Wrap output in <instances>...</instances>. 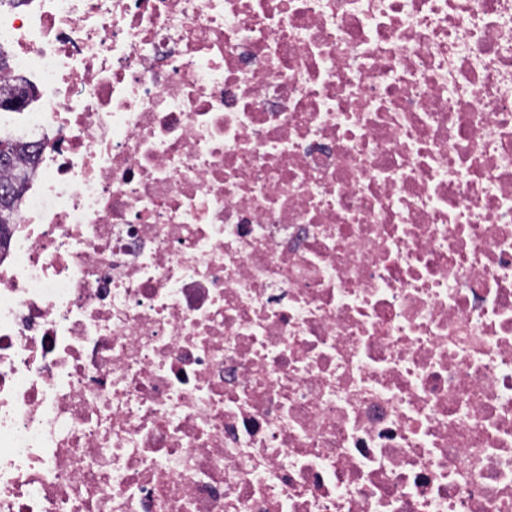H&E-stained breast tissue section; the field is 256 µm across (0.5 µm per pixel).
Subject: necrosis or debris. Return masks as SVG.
I'll return each mask as SVG.
<instances>
[{"label": "necrosis or debris", "mask_w": 512, "mask_h": 512, "mask_svg": "<svg viewBox=\"0 0 512 512\" xmlns=\"http://www.w3.org/2000/svg\"><path fill=\"white\" fill-rule=\"evenodd\" d=\"M0 512H512V0H24Z\"/></svg>", "instance_id": "necrosis-or-debris-1"}]
</instances>
